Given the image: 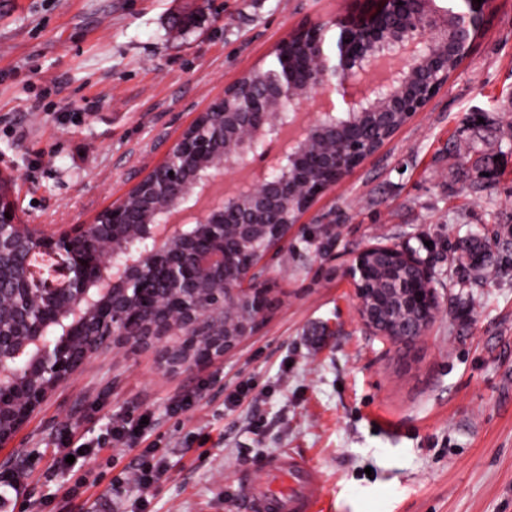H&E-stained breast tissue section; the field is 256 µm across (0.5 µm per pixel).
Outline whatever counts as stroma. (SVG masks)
Masks as SVG:
<instances>
[{"label": "stroma", "instance_id": "obj_1", "mask_svg": "<svg viewBox=\"0 0 512 512\" xmlns=\"http://www.w3.org/2000/svg\"><path fill=\"white\" fill-rule=\"evenodd\" d=\"M362 0H0V173L29 224H85L161 161L225 85L304 24ZM488 113V126L464 125ZM495 168L467 188L469 162ZM270 269L259 330L213 363L165 373L155 351L105 350L11 443L25 476L7 512H246L267 457L320 473L319 512H512V0L425 112L303 216ZM495 237L487 269L459 240ZM376 242L426 261L441 309L396 350L355 319L344 265ZM191 397L192 405L175 410ZM150 414L167 475L140 503L133 454L102 450L89 486L49 509L55 446Z\"/></svg>", "mask_w": 512, "mask_h": 512}]
</instances>
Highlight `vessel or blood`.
Here are the masks:
<instances>
[{
  "label": "vessel or blood",
  "mask_w": 512,
  "mask_h": 512,
  "mask_svg": "<svg viewBox=\"0 0 512 512\" xmlns=\"http://www.w3.org/2000/svg\"><path fill=\"white\" fill-rule=\"evenodd\" d=\"M266 478L248 492L251 512H316L322 485L317 471L295 456L272 457L265 465Z\"/></svg>",
  "instance_id": "obj_1"
}]
</instances>
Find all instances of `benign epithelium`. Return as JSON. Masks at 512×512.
Returning a JSON list of instances; mask_svg holds the SVG:
<instances>
[{"mask_svg":"<svg viewBox=\"0 0 512 512\" xmlns=\"http://www.w3.org/2000/svg\"><path fill=\"white\" fill-rule=\"evenodd\" d=\"M433 2L367 0L354 15L290 33L257 89L226 86L90 224H26L0 180V445L106 347L155 348L177 372L224 358L256 332L273 303L267 258L288 250L302 216L384 146L358 128L397 112L406 126L426 111L493 4L467 0V12L450 15ZM296 38L308 43L302 58L288 51ZM384 248L407 276L369 297L358 284ZM345 276L359 322L395 347L423 337L439 313L428 267L406 247L366 245Z\"/></svg>","mask_w":512,"mask_h":512,"instance_id":"1","label":"benign epithelium"}]
</instances>
